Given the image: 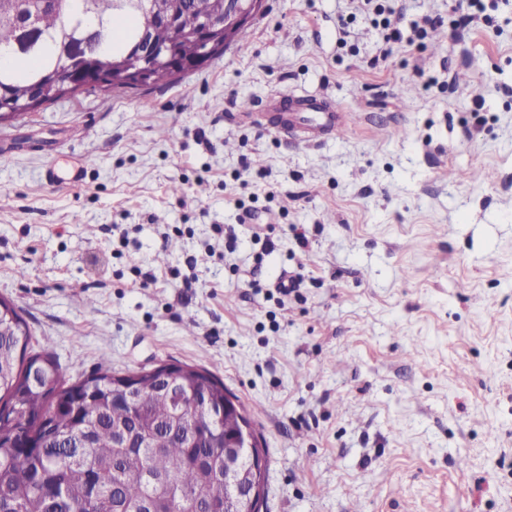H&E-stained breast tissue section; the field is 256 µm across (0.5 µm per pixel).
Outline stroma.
Instances as JSON below:
<instances>
[{"mask_svg": "<svg viewBox=\"0 0 512 512\" xmlns=\"http://www.w3.org/2000/svg\"><path fill=\"white\" fill-rule=\"evenodd\" d=\"M404 3L441 23L386 60L351 0H266L177 83L0 125V297L70 377L220 378L257 413L262 512H512V0L466 28ZM277 87L348 128L279 136Z\"/></svg>", "mask_w": 512, "mask_h": 512, "instance_id": "35a3bbf8", "label": "stroma"}]
</instances>
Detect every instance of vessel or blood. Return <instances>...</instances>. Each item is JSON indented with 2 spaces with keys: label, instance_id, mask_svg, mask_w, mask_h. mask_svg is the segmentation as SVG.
Segmentation results:
<instances>
[{
  "label": "vessel or blood",
  "instance_id": "obj_1",
  "mask_svg": "<svg viewBox=\"0 0 512 512\" xmlns=\"http://www.w3.org/2000/svg\"><path fill=\"white\" fill-rule=\"evenodd\" d=\"M274 115L275 132L304 142H318L342 131L346 126L337 105L310 94L277 90L267 101Z\"/></svg>",
  "mask_w": 512,
  "mask_h": 512
}]
</instances>
